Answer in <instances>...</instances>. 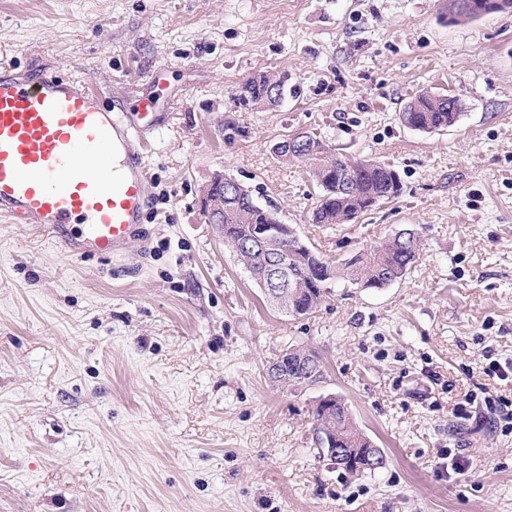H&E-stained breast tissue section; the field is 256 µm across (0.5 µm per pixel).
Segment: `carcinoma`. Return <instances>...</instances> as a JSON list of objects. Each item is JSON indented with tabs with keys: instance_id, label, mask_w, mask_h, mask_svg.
I'll return each instance as SVG.
<instances>
[{
	"instance_id": "1",
	"label": "carcinoma",
	"mask_w": 512,
	"mask_h": 512,
	"mask_svg": "<svg viewBox=\"0 0 512 512\" xmlns=\"http://www.w3.org/2000/svg\"><path fill=\"white\" fill-rule=\"evenodd\" d=\"M288 93L286 80L271 74H256L245 80L238 88L235 100L246 109L272 106ZM459 114L457 98L445 94L424 92L410 102L400 113L401 122L431 132L455 123ZM293 158L309 162L320 189L318 201L311 211L314 224L336 227L354 221L360 214L384 201H392L402 192V182L392 165L374 159L357 160L339 158L332 149L317 136H307L304 152ZM226 183L222 176L210 182L208 197L201 199L202 207L208 200L224 198V245L240 248L239 262L251 266L264 261L261 251H249L246 244L254 240L259 227L276 224L287 225L277 212L258 204L251 191H243L235 200L225 198ZM415 233L391 237L381 241L368 252L358 253L349 259L328 261L306 244L298 246L288 241L280 243L275 252L276 261L285 266L299 282L301 294L288 298V314L305 316L316 308L328 285L343 281L362 288H386L406 278L418 254ZM287 368L288 384L314 383L322 376L320 360L313 365L300 364L288 352L279 354ZM336 418V447L369 448L370 439L353 424L347 405L334 406Z\"/></svg>"
}]
</instances>
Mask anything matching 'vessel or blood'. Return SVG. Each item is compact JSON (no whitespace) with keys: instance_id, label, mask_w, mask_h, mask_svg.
I'll return each mask as SVG.
<instances>
[{"instance_id":"1","label":"vessel or blood","mask_w":512,"mask_h":512,"mask_svg":"<svg viewBox=\"0 0 512 512\" xmlns=\"http://www.w3.org/2000/svg\"><path fill=\"white\" fill-rule=\"evenodd\" d=\"M163 118L150 99L106 105L89 81L0 66V216L67 256L120 257L144 236V154Z\"/></svg>"}]
</instances>
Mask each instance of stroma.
I'll list each match as a JSON object with an SVG mask.
<instances>
[{
    "instance_id": "1",
    "label": "stroma",
    "mask_w": 512,
    "mask_h": 512,
    "mask_svg": "<svg viewBox=\"0 0 512 512\" xmlns=\"http://www.w3.org/2000/svg\"><path fill=\"white\" fill-rule=\"evenodd\" d=\"M91 80L106 102L150 96L147 238L118 261L71 259L0 216V512H512V426L469 419L464 392L512 405L479 368L512 361V14L455 22L448 0H0V65ZM156 70L157 81L143 75ZM289 92L236 106L247 78ZM460 116L421 132L400 112L422 91ZM394 166L403 189L343 227L309 222L301 133ZM295 225L328 260L402 229L407 278L333 283L291 316L207 224L216 173ZM291 346L318 382L272 384ZM333 394L385 456L336 468L314 443ZM468 462L449 476V453Z\"/></svg>"
}]
</instances>
